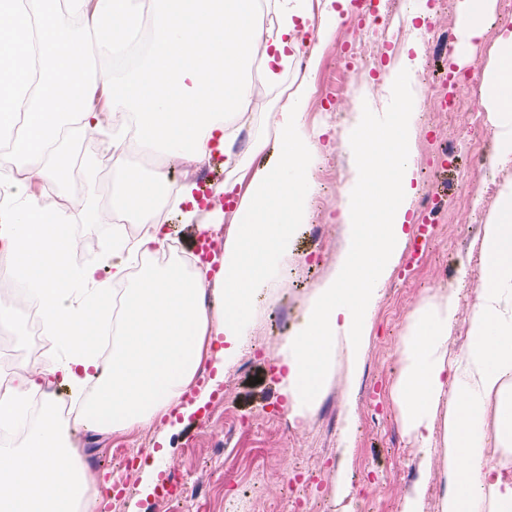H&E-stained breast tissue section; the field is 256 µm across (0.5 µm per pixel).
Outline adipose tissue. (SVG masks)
Instances as JSON below:
<instances>
[{
	"label": "adipose tissue",
	"instance_id": "adipose-tissue-1",
	"mask_svg": "<svg viewBox=\"0 0 512 512\" xmlns=\"http://www.w3.org/2000/svg\"><path fill=\"white\" fill-rule=\"evenodd\" d=\"M345 0H267L275 16L259 25L256 0H0V144L14 171L0 169V186L24 175L23 189L0 211V268L29 281L38 298L43 341L63 349L36 369L15 370L0 389V429L20 421L26 403L42 396L39 421L21 449H0V512H97L83 450L59 420L53 385L84 396L81 423L97 434H125L163 421L172 410L191 414L183 397L201 366L223 374L243 343L264 288L290 252L291 231L315 194L307 157L318 139L306 131L308 82L284 94L272 116V162L239 158L250 123L254 86L246 73L260 65L268 80L296 48L300 29L339 20ZM89 17L75 37L59 26L61 12ZM462 40L452 57L462 64L474 41L495 29V60L480 86L482 104L496 116V156L512 164V22H497L493 0H459ZM150 18L145 66L122 82L88 75V62L111 55ZM124 121L134 114L137 137L104 131V149L123 168L128 144L160 149L167 161L208 158L222 151L230 177L215 194L238 207L228 223L199 222L195 187H181L179 204L197 232L223 235L220 269L205 263L183 276L155 266L170 233L156 220L167 170L143 178L125 170L112 191V208L127 212L133 233L113 225L101 250L112 281L124 287L120 333L112 354L98 352L101 319L111 314L108 284L98 268H74L75 238L63 210L49 206L41 184L72 190L67 135L101 127L103 113ZM346 143L358 164L339 221L351 243L333 279L321 288L276 355L280 386L292 416L307 420L333 369L336 338L348 336L359 358L379 291L405 246L409 205L419 171L410 115H363ZM480 284L468 345L448 358L455 295L416 308L401 351L392 395L403 424L421 442L435 429L433 410L447 399L442 446L449 491L442 512H512V480L502 479L491 448L512 450V186L500 192L480 227ZM111 281V282H112ZM496 426L486 431L488 405Z\"/></svg>",
	"mask_w": 512,
	"mask_h": 512
}]
</instances>
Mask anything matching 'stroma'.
I'll list each match as a JSON object with an SVG mask.
<instances>
[{"label":"stroma","instance_id":"1","mask_svg":"<svg viewBox=\"0 0 512 512\" xmlns=\"http://www.w3.org/2000/svg\"><path fill=\"white\" fill-rule=\"evenodd\" d=\"M435 12V28L457 42L461 22L457 0H392L389 20L401 35L398 41L381 44L364 36L354 38L350 20L326 22L315 38L320 64L315 70L301 68L309 47L293 55L281 75L280 87H295L301 80L316 85L336 69H344L347 92L318 101L308 107V127L324 128L322 148L312 158L311 170L329 173L331 180L313 199L304 219L293 231L292 253L274 288L265 290L248 326L244 343L224 379L211 392L206 405L177 429L165 431L155 423L132 434L101 437L72 426L70 437L84 446L86 462L96 476L111 480L119 459L116 449L139 456L142 462H158L160 483L184 480L201 486L196 498L164 501L157 491L145 486L142 470L130 471L124 494L112 501L107 512H402L405 498L422 490V512H442L448 481L439 458H425L416 437L404 426L391 389L399 373L400 348L407 336L415 307L446 295L456 288L459 299L457 320L448 332V354L459 355L467 344L468 318L479 287V267L469 264L478 255L476 239L480 224L495 205L498 192L512 185V165L493 166L495 146L493 113L482 112L480 152L458 147L456 134L468 123L465 112L445 111L439 100L426 97V79L436 81L448 74V55H420L416 69L403 66L407 47L415 45L423 24L417 12ZM495 35L487 33L476 42L461 69L457 85L460 97L470 98L478 79L491 63ZM351 46L368 68L347 66L338 47ZM382 118L387 112H409L414 117L413 133L420 157V184L410 201V234H417L423 202L437 205L429 224L430 256L416 270H409V252L399 261L385 282L371 318V329L358 362H351L349 342L338 337L330 380L305 427L282 435L273 410H286L280 392L273 356L283 335L272 332L274 313L297 323L314 300L319 288L336 271L345 247L346 227L336 218L338 207L351 185L354 159L345 145L346 131L361 113ZM454 147L452 163L440 160L443 148ZM79 179H91L97 200L96 217H88L79 206L68 207L70 227L77 241L75 267L97 262L103 232L113 225L112 183L119 172L108 153H100L95 171L85 162L75 163ZM486 182L488 188L471 197L470 180ZM468 276H461L462 265ZM386 397V412L371 416L366 402L370 386ZM245 415L250 431L225 439V407ZM168 448L162 460H155L158 437ZM385 475V482L362 489L360 469ZM312 473L319 481L307 505L296 506L291 494L293 477Z\"/></svg>","mask_w":512,"mask_h":512}]
</instances>
